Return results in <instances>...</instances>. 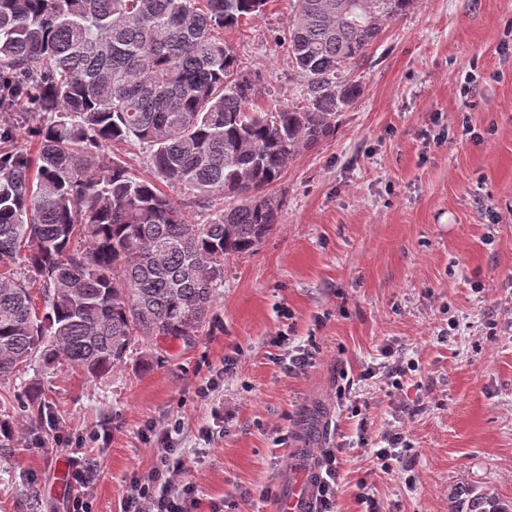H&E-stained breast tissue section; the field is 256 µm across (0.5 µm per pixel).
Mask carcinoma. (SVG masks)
Returning <instances> with one entry per match:
<instances>
[{
    "label": "carcinoma",
    "mask_w": 512,
    "mask_h": 512,
    "mask_svg": "<svg viewBox=\"0 0 512 512\" xmlns=\"http://www.w3.org/2000/svg\"><path fill=\"white\" fill-rule=\"evenodd\" d=\"M413 3L296 0L298 102L262 111L218 32L266 0H0V109L19 111L0 125V380L35 358L102 378L137 339L192 342L226 260L278 224L267 190L360 97L345 70ZM114 141L142 145L153 177L105 156Z\"/></svg>",
    "instance_id": "cac0c4a2"
}]
</instances>
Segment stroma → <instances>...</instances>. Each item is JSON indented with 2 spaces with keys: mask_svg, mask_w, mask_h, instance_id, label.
Returning a JSON list of instances; mask_svg holds the SVG:
<instances>
[{
  "mask_svg": "<svg viewBox=\"0 0 512 512\" xmlns=\"http://www.w3.org/2000/svg\"><path fill=\"white\" fill-rule=\"evenodd\" d=\"M294 2L267 0L222 32L260 77L253 107L296 98L284 45ZM352 77L360 98L273 187L277 228L226 262L193 343L150 356L136 344L94 380L34 365L0 382V395L36 388L44 402L35 423L12 407L0 512H69L68 458L84 444L99 463L93 512H120L131 476L154 463L145 426L177 418L199 512H269L316 449L336 446L337 512H360L368 470L386 512H468L486 494L512 507V0H416ZM309 343L313 363L286 372L289 346ZM387 344L416 365L395 396L361 384L372 431L407 432L388 474L336 406L343 375L379 363ZM215 407L224 431L206 443L198 430Z\"/></svg>",
  "mask_w": 512,
  "mask_h": 512,
  "instance_id": "35a3bbf8",
  "label": "stroma"
}]
</instances>
